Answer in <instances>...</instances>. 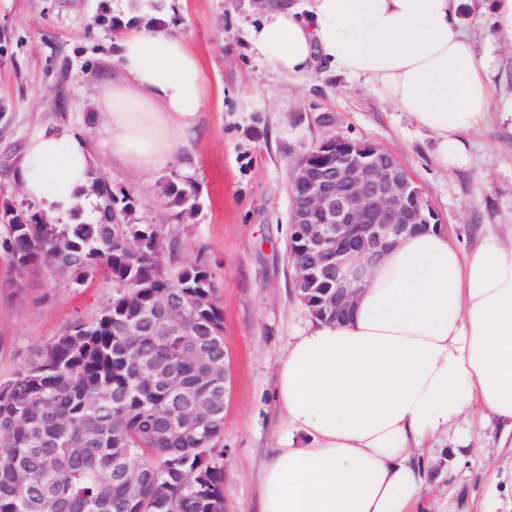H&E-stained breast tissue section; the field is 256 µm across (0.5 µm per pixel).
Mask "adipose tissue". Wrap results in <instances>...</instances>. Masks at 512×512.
I'll use <instances>...</instances> for the list:
<instances>
[{"mask_svg": "<svg viewBox=\"0 0 512 512\" xmlns=\"http://www.w3.org/2000/svg\"><path fill=\"white\" fill-rule=\"evenodd\" d=\"M107 0L112 77L98 99L113 163L191 173L207 107L201 57L169 22L176 0ZM460 0H283L249 37L278 71L315 65L361 83L441 149L486 120L488 61L456 29ZM91 131L48 125L15 178L54 221L95 214ZM287 429L261 475L263 512H420L432 447L475 402L512 425V243L462 255L439 227L404 236L364 274L348 321L314 320L280 363Z\"/></svg>", "mask_w": 512, "mask_h": 512, "instance_id": "adipose-tissue-1", "label": "adipose tissue"}]
</instances>
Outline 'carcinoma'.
<instances>
[{
  "label": "carcinoma",
  "instance_id": "carcinoma-1",
  "mask_svg": "<svg viewBox=\"0 0 512 512\" xmlns=\"http://www.w3.org/2000/svg\"><path fill=\"white\" fill-rule=\"evenodd\" d=\"M92 192L94 220L75 208L53 224L30 201L0 211V248L18 274L48 262L74 288L93 275L114 288L95 318L73 320L0 381V512H224L223 422L212 419L224 390L206 391L224 349L199 359V336L141 332L145 311L171 294L214 296L213 273L199 259L169 270L160 255L178 244L137 221L133 197L100 176ZM162 197L178 219L199 209L190 179L166 181ZM193 315L224 336L218 304ZM117 321L130 335H112Z\"/></svg>",
  "mask_w": 512,
  "mask_h": 512
}]
</instances>
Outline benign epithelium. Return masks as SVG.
Masks as SVG:
<instances>
[{
  "label": "benign epithelium",
  "instance_id": "benign-epithelium-1",
  "mask_svg": "<svg viewBox=\"0 0 512 512\" xmlns=\"http://www.w3.org/2000/svg\"><path fill=\"white\" fill-rule=\"evenodd\" d=\"M289 256L295 297L315 319L344 322L360 290L358 262L380 259L399 238L439 223L421 187L388 149L331 133L306 150L290 169ZM180 298L148 311L152 336H168L182 322Z\"/></svg>",
  "mask_w": 512,
  "mask_h": 512
}]
</instances>
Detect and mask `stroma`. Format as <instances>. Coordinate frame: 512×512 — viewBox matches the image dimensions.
Instances as JSON below:
<instances>
[{"label": "stroma", "instance_id": "1", "mask_svg": "<svg viewBox=\"0 0 512 512\" xmlns=\"http://www.w3.org/2000/svg\"><path fill=\"white\" fill-rule=\"evenodd\" d=\"M271 0H182L173 16L202 57L208 107L193 144L200 208L175 218L161 187L174 166L138 175L104 158L100 175L137 204L140 223L179 243V260L204 259L224 310L230 395L215 441L224 452V512H260V474L286 427L276 388L280 362L312 316L295 299L288 255L293 199L289 170L329 133L377 143L422 187L450 241L470 251L484 237L512 238V41L463 0L459 27L491 59L493 110L442 153L433 134L371 90L315 69L278 72L247 31ZM102 0H0V209L23 204L14 170L42 126L95 130V86L112 71V32L99 24ZM112 294L94 276L85 287L59 280L51 266L21 276L0 251V379L74 319H92ZM423 512H512V436L483 406L460 416L427 454Z\"/></svg>", "mask_w": 512, "mask_h": 512}]
</instances>
